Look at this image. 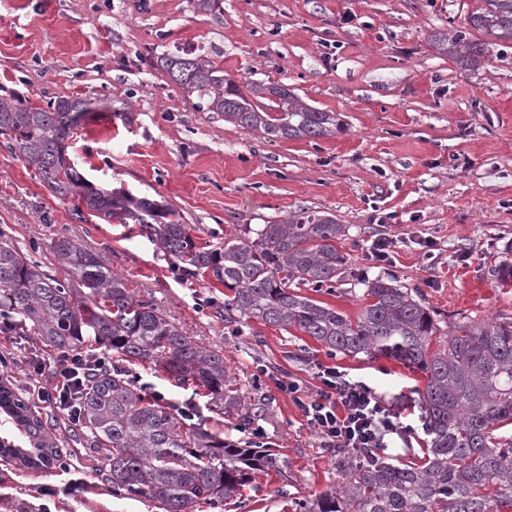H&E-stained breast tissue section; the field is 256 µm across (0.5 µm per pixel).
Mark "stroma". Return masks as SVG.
I'll return each instance as SVG.
<instances>
[{"mask_svg": "<svg viewBox=\"0 0 512 512\" xmlns=\"http://www.w3.org/2000/svg\"><path fill=\"white\" fill-rule=\"evenodd\" d=\"M476 0H224L218 16L190 0H0V98L32 106L59 95L111 100L89 113L68 149L97 187L165 199L198 244L222 245L244 225L309 208L349 227L347 264L333 288L304 294L356 316L361 276L384 275L432 310L440 333L512 317V287L495 271L512 261V48L491 47L483 67L460 66L433 36L463 25ZM226 73L288 85L306 104L340 115L343 129L318 139L269 141L225 122L150 56L197 46ZM124 108L125 116L114 113ZM0 229L34 250L63 279L51 246L65 234L96 253L131 294L152 302L187 336L221 349L245 412L285 465L254 476L241 500L196 502L190 512H298L345 480L320 448L282 383L314 385L317 364L370 379L398 415L386 455L423 456L418 392L426 378L385 355H334L312 338L256 321L226 322L229 290L207 276L183 278L140 225L78 213L15 159L0 137ZM397 241L373 261L375 237ZM435 246L426 259L420 246ZM14 361L0 377L23 395L73 465L35 470L0 457V512H159L145 498L112 495L100 464L88 463L80 430L54 403L37 399L31 359L57 364L36 336L0 331ZM134 372L211 429L233 433L238 416L211 410L203 395Z\"/></svg>", "mask_w": 512, "mask_h": 512, "instance_id": "obj_1", "label": "stroma"}]
</instances>
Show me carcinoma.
<instances>
[{
  "label": "carcinoma",
  "instance_id": "cac0c4a2",
  "mask_svg": "<svg viewBox=\"0 0 512 512\" xmlns=\"http://www.w3.org/2000/svg\"><path fill=\"white\" fill-rule=\"evenodd\" d=\"M466 25L438 32V51L471 67L491 46L512 45V0H478ZM196 12L216 16L223 0H192ZM186 92L207 100L246 132L270 140L327 138L341 119L299 100L286 85L237 80L207 56L177 49L150 60ZM276 99L263 106L258 99ZM92 99L57 96L44 107L0 98V135L11 155L31 166L39 181L76 211L109 224L134 221L190 274L209 273L232 292L226 319L256 320L296 329L345 356L378 352L426 376L419 393L424 463L394 465L378 454L358 458L336 449L346 482L300 504L304 512H512V437L494 428L512 425V317L452 330L438 346L430 309L391 279L363 281L366 302L355 317L301 294L330 287L347 258L337 243L346 225L321 211L300 210L208 248L197 244L171 207L95 187L71 162L69 141L94 110ZM52 252L67 278L58 280L0 230V331L31 332L58 357L83 349L85 337L118 354L112 365L90 372L76 396L83 445L105 461L113 495L146 498L162 512H189L200 500L220 505L242 496L252 475L280 468V457L258 441L204 428L192 408L172 404L139 383L127 364L148 362L179 386L207 392L219 410L241 406L224 353L191 339L153 304L137 299L100 258L61 236ZM7 410L28 436L31 449L0 440V456L23 467L62 466L63 456L24 397L0 389Z\"/></svg>",
  "mask_w": 512,
  "mask_h": 512
}]
</instances>
